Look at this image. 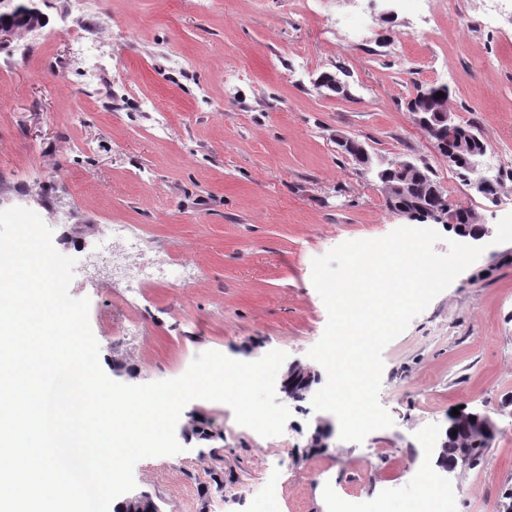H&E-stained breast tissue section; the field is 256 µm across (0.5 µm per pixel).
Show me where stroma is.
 I'll return each instance as SVG.
<instances>
[{"mask_svg": "<svg viewBox=\"0 0 512 512\" xmlns=\"http://www.w3.org/2000/svg\"><path fill=\"white\" fill-rule=\"evenodd\" d=\"M42 27L0 42V210L36 212L76 261L69 293L90 301L99 362L129 385L173 379L200 353L240 361L308 356L327 311L312 262L350 240L378 239L406 220L375 172L338 146L428 165L452 203L471 209L490 246L383 351L381 405L391 427L363 442L337 418L278 393L290 416L264 438L222 403L194 400L224 435L222 461L184 452L140 460L137 490L161 512H347L388 487L387 512H413L438 464L451 411L490 416L498 432L479 464L448 475L433 512H498L512 490V0H38ZM433 14L421 32L419 18ZM351 40L332 35L334 24ZM102 63L85 86L83 51ZM184 65H177L176 57ZM347 91L321 88L322 74ZM447 86L448 109L486 144L463 172L414 124L420 85ZM166 134L156 137L157 117ZM500 181L498 202L478 193ZM110 224L135 227L145 261L180 255L182 281L129 293L94 268ZM121 369H114V362ZM327 447L310 449L316 430ZM222 468L224 488L210 473Z\"/></svg>", "mask_w": 512, "mask_h": 512, "instance_id": "stroma-1", "label": "stroma"}]
</instances>
